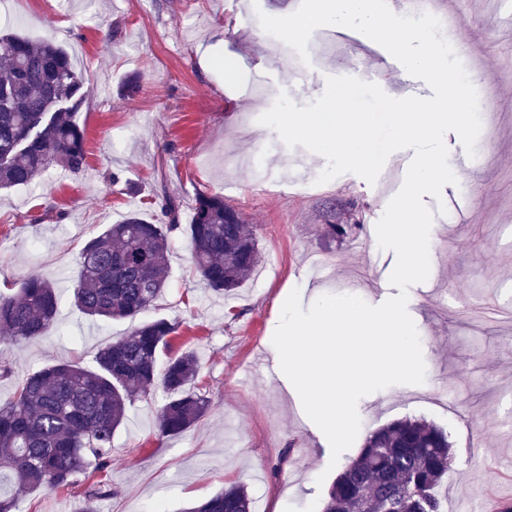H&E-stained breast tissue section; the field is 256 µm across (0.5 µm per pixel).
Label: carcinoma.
<instances>
[{
  "mask_svg": "<svg viewBox=\"0 0 512 512\" xmlns=\"http://www.w3.org/2000/svg\"><path fill=\"white\" fill-rule=\"evenodd\" d=\"M84 76L68 52L48 41L0 34V190L31 185L52 165L79 173L87 164L84 136L74 120L83 103ZM167 224L129 212L91 238L77 256L74 306L100 320L149 311L167 288L170 235L191 245L193 266L214 293L233 294L261 260L256 234L220 195L200 194L190 224H179V203L163 196ZM58 295L52 282L24 277L0 290V331L38 339L53 327ZM177 323L156 318L102 349L96 367L53 364L25 375L0 406V512H19L17 491L55 490L112 465V439L128 404L157 384L168 398L157 417L163 436L194 426L207 411L193 384L194 352L157 372L159 351ZM454 463L448 434L424 420L401 419L373 431L357 458L336 477L323 512H442L437 496ZM189 512H253V499L232 484Z\"/></svg>",
  "mask_w": 512,
  "mask_h": 512,
  "instance_id": "1",
  "label": "carcinoma"
}]
</instances>
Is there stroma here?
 <instances>
[{
    "mask_svg": "<svg viewBox=\"0 0 512 512\" xmlns=\"http://www.w3.org/2000/svg\"><path fill=\"white\" fill-rule=\"evenodd\" d=\"M298 2L0 0V29L54 41L84 74L75 119L87 151L80 173L53 165L32 186L0 192V289L34 274L55 282L60 299L46 336H0V404L24 375L59 361L94 366L101 348L131 333L132 320L102 323L72 304L78 253L128 212L164 222L169 194L185 225L198 194L218 193L256 228L262 254L258 275L225 298L195 275L186 236L172 234L169 283L148 316L178 324L164 358L195 351L206 415L165 437L157 426L165 393L135 400L107 470L66 490L23 492L20 512H74L88 495L100 512H185L228 483L244 485L259 512H320L335 480L326 471L329 442L306 422L300 398L273 365L253 368V358L268 351L280 301L292 289L306 306L344 294L349 280L374 306L399 290L389 282L395 254L377 242L375 186L352 173L316 184L323 157L300 146L264 153L277 133L246 130L279 94L300 107L314 101L332 73L333 55L314 51L306 65L270 64L272 44L257 15L285 16ZM452 2L480 47L479 70L498 79L497 90L477 88L498 113L480 134L491 149L467 173L479 188L473 208L454 205L453 185L441 199L423 198L435 211L446 207L431 227L438 255L430 275L410 287L407 304L425 381L360 399L359 436L339 461L357 457L365 436L394 420L435 423L454 450L443 512H491L496 501L512 500V0H499L495 12L484 0ZM132 76L140 89L130 97L123 86ZM258 153L260 168L224 165L226 155ZM334 224L345 225V234H332ZM433 390L459 400L460 414L429 399Z\"/></svg>",
    "mask_w": 512,
    "mask_h": 512,
    "instance_id": "35a3bbf8",
    "label": "stroma"
}]
</instances>
